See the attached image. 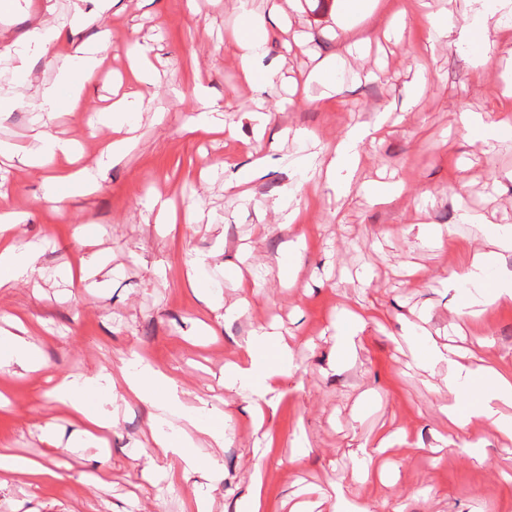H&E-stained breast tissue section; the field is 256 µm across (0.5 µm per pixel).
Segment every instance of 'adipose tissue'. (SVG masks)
<instances>
[{"instance_id": "adipose-tissue-1", "label": "adipose tissue", "mask_w": 512, "mask_h": 512, "mask_svg": "<svg viewBox=\"0 0 512 512\" xmlns=\"http://www.w3.org/2000/svg\"><path fill=\"white\" fill-rule=\"evenodd\" d=\"M244 19L237 39L239 64L246 74L256 75L257 85L262 88L273 82L272 74L258 69L254 63L266 33L255 30L252 13H245ZM30 36L36 40L39 53L51 57L58 73L57 85L37 90L30 103L32 111L54 114L57 110V88L61 85L70 89L71 111H80L84 87L92 79L95 66L107 56V42H63L57 31L40 25L32 29ZM79 60L87 61L88 66L78 74L74 71V65ZM128 149L129 140L121 135L103 145L98 167L75 171L68 166L73 155V146L69 141L41 136L34 146L24 148L0 142V155L17 157L20 163L27 166L54 165L55 181L78 180L91 189L97 187L103 168L122 161ZM7 198V192L0 190V288L11 287L21 278L41 276L43 271L39 263L40 249L35 243L19 238L16 231L19 219L11 210ZM489 242L491 251H466L462 263L449 275L451 283L481 281L484 271L497 260L496 247L512 246V234L504 232L490 236ZM213 259V254L195 252L185 265L183 278L190 288L197 291L206 309L215 312L222 303L209 289L207 271ZM241 349L240 360L224 366L225 387L249 392L253 402L273 407L270 395L275 392L277 378L291 358L290 348L274 326L260 325L253 329ZM441 362L448 366L447 386L449 393L454 396L453 402L445 410L449 429H462L477 418L487 420L493 427L512 435V420L503 419L496 409L500 403L512 405V375L480 365H461L451 359L448 348L434 343L423 344L416 359L417 367L425 370ZM123 364L117 376L106 368L83 380H62L52 395L69 407L81 427L82 435L89 440L104 439L111 432L114 417L108 405L113 395L120 391L133 395L153 410V420L157 426L154 453L169 460L168 478H176L182 465L204 474L213 471L215 460L198 458L193 440L183 436L172 420L176 417L185 420L220 448L228 435L226 419L221 416L206 419L195 416L178 393L174 380L163 371L132 356L124 358Z\"/></svg>"}]
</instances>
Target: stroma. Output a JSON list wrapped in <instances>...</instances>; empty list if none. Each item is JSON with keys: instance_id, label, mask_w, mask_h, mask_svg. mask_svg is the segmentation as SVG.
<instances>
[{"instance_id": "stroma-1", "label": "stroma", "mask_w": 512, "mask_h": 512, "mask_svg": "<svg viewBox=\"0 0 512 512\" xmlns=\"http://www.w3.org/2000/svg\"><path fill=\"white\" fill-rule=\"evenodd\" d=\"M367 0L346 17L341 0H282V16L253 0L255 19L271 36L260 64L275 72L258 90L243 78L234 33L242 25L236 0H117L101 21L76 34L92 41L109 32L106 62L86 83L81 111L43 122L23 105L0 112V140L30 145L40 132L77 142L90 163L111 137L89 119L129 89V52L145 47L160 58L148 87V107L137 112L140 141L127 159L104 172L100 189L84 194L66 184L56 211L46 194L48 169L0 157V188L25 219L23 238L42 240L45 277L0 288V312L21 318L46 366L37 373L0 370V447L36 459L62 480L38 486H0V512H187L195 491L212 512H229L262 471L266 512H333L337 503L379 512H512V440L474 419L449 435L445 364L415 369L412 325L437 343L512 372V304L485 307L475 319L473 286L449 287L459 262L455 246L484 248L485 232L512 227V135L491 144L471 142L461 115L485 121L511 110L512 20L488 33V64H479L459 32L432 36L427 13H453L460 26L474 20L470 0ZM53 12L19 8L0 16V32L16 39L34 25L68 30L76 0H53ZM336 65L338 91L323 96L313 74ZM428 83L412 98L414 75ZM49 57L0 58V93L21 97L55 83ZM206 94L223 115L224 135L194 129ZM268 115L256 136L253 113ZM378 123L366 141L351 182L290 183L309 156L333 151L355 126ZM268 157L266 173L227 186L245 174L252 154ZM394 182L397 192L376 205L366 186ZM292 193H285V185ZM171 201L174 231L155 221L152 204ZM291 203L300 215L280 227L272 203ZM481 225L461 221L463 210ZM425 224L447 228L444 246H428ZM93 237L103 260L84 282L56 274L78 263L86 249L78 227ZM304 240L293 286L278 278L287 243ZM212 252L211 290L225 302L246 298L244 312L201 335L211 317L182 272L190 253ZM375 314L364 328L347 310ZM277 320L293 348L292 367L274 393L276 413L268 450L255 445L247 395L224 389L225 361L235 359L253 325ZM173 377L180 390L202 399L201 412L229 418L224 447L197 443L198 456L216 454L211 479L188 474L168 484L167 461L152 452L148 405L117 400L107 448L79 443L78 427L50 394L67 374L91 375L120 367L131 352ZM52 424L53 443L41 428ZM406 441L389 458L385 481L357 480L380 432ZM151 477H144V469Z\"/></svg>"}]
</instances>
